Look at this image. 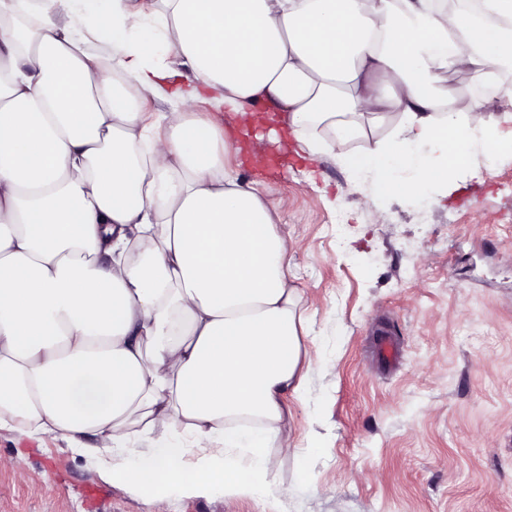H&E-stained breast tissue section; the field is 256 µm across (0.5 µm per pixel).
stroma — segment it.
<instances>
[{
  "instance_id": "35a3bbf8",
  "label": "stroma",
  "mask_w": 512,
  "mask_h": 512,
  "mask_svg": "<svg viewBox=\"0 0 512 512\" xmlns=\"http://www.w3.org/2000/svg\"><path fill=\"white\" fill-rule=\"evenodd\" d=\"M475 160L479 176L457 174L439 201L357 210L367 187L330 156L260 178L288 200L278 224L308 321L276 497L155 504L111 482L96 437L75 449L4 427L0 512H512V160ZM381 329L395 365L376 354Z\"/></svg>"
}]
</instances>
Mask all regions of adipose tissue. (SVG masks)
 <instances>
[{
	"label": "adipose tissue",
	"instance_id": "1",
	"mask_svg": "<svg viewBox=\"0 0 512 512\" xmlns=\"http://www.w3.org/2000/svg\"><path fill=\"white\" fill-rule=\"evenodd\" d=\"M482 4L0 0V428L95 435L112 481L155 503L275 495L304 384L288 201L240 180L238 136L192 107L269 106L255 139L337 155L379 198L445 195L475 150L512 158L444 81L512 68V0ZM367 115L397 123L374 139Z\"/></svg>",
	"mask_w": 512,
	"mask_h": 512
}]
</instances>
